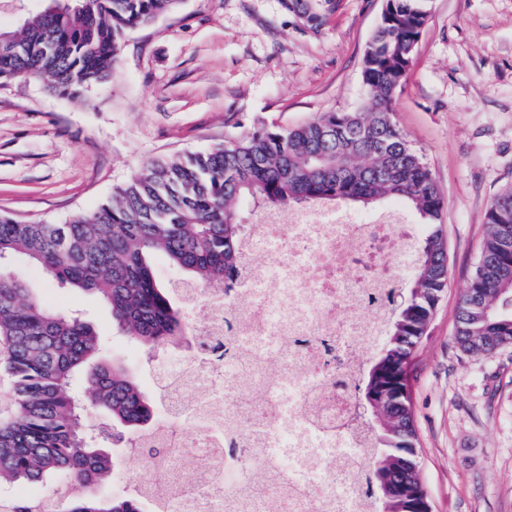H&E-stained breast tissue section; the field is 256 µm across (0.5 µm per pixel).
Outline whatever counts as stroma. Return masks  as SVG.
Segmentation results:
<instances>
[{
	"instance_id": "obj_1",
	"label": "stroma",
	"mask_w": 512,
	"mask_h": 512,
	"mask_svg": "<svg viewBox=\"0 0 512 512\" xmlns=\"http://www.w3.org/2000/svg\"><path fill=\"white\" fill-rule=\"evenodd\" d=\"M180 0L129 29L111 77L77 99L0 81V213L62 224L106 204L149 160L203 152L257 126L291 127L364 102L363 56L383 0ZM392 118L445 200L448 283L411 367L417 462L432 512H512V347L462 352L457 310L492 199L512 187V0H427ZM47 305L83 314L136 378L150 358L96 296L13 259Z\"/></svg>"
}]
</instances>
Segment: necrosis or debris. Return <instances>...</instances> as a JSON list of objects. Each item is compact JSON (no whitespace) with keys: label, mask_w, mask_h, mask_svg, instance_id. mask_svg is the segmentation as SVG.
Returning a JSON list of instances; mask_svg holds the SVG:
<instances>
[{"label":"necrosis or debris","mask_w":512,"mask_h":512,"mask_svg":"<svg viewBox=\"0 0 512 512\" xmlns=\"http://www.w3.org/2000/svg\"><path fill=\"white\" fill-rule=\"evenodd\" d=\"M415 235L388 220L267 217L243 243L238 288L247 304L220 282L181 289L191 344L156 355L152 366L156 381H183L157 400L149 435L170 451L171 494L158 501L147 493L153 472L129 492L149 512H369L357 489L366 452L352 430V383L360 349L382 336ZM224 342L252 359L248 371L212 355ZM228 414L242 433L263 429L262 454L244 441L225 459Z\"/></svg>","instance_id":"4bbe7bcc"}]
</instances>
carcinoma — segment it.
<instances>
[{"label": "carcinoma", "instance_id": "1", "mask_svg": "<svg viewBox=\"0 0 512 512\" xmlns=\"http://www.w3.org/2000/svg\"><path fill=\"white\" fill-rule=\"evenodd\" d=\"M178 0H51L15 33L0 32V79L42 77L78 98L111 75L126 30L147 25ZM427 12L419 0H391L369 41L362 79L374 112H324L292 127H258L205 152L146 162L98 209L66 224L20 223L0 215V338L9 349L16 411L0 423V485H56L65 512H141L125 495L102 497L116 456L97 441L126 448L155 425V401L121 364L104 356L95 328L48 306L3 266L15 256L39 264L62 285L97 296L112 325L148 352L182 347L187 320L176 288L161 284L155 259L205 288L224 281L234 292L246 225L240 201L264 211L334 202L367 207L386 197L410 205L426 228L407 284L410 302L389 298L374 360L359 370L355 393L381 405L385 424L364 428L370 447L363 493H391L389 512H420L410 385L395 384L402 364L426 335L448 280V253L437 228L445 202L422 155L391 119L396 79L410 64ZM488 235L457 315L455 340L470 351L512 345V189L492 199ZM493 313L476 317V306ZM84 376L88 396L77 390ZM92 406L102 420L87 422ZM0 512H35L31 499L0 503Z\"/></svg>", "mask_w": 512, "mask_h": 512}]
</instances>
